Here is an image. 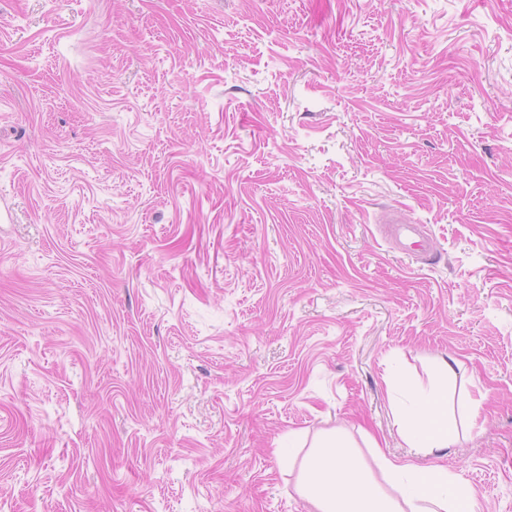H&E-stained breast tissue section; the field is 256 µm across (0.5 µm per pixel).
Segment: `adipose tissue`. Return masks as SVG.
<instances>
[{
    "instance_id": "ef3b65f1",
    "label": "adipose tissue",
    "mask_w": 512,
    "mask_h": 512,
    "mask_svg": "<svg viewBox=\"0 0 512 512\" xmlns=\"http://www.w3.org/2000/svg\"><path fill=\"white\" fill-rule=\"evenodd\" d=\"M454 372L448 360L436 367L439 387L415 395L411 408L395 423L413 455L428 456L459 440L449 419L446 383ZM377 469H370L354 446L328 441L309 455L299 489L314 512H478L471 487L444 466L421 467L375 450Z\"/></svg>"
}]
</instances>
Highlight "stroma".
Masks as SVG:
<instances>
[{
	"label": "stroma",
	"instance_id": "1",
	"mask_svg": "<svg viewBox=\"0 0 512 512\" xmlns=\"http://www.w3.org/2000/svg\"><path fill=\"white\" fill-rule=\"evenodd\" d=\"M442 357L512 512V0H0V512H314Z\"/></svg>",
	"mask_w": 512,
	"mask_h": 512
}]
</instances>
